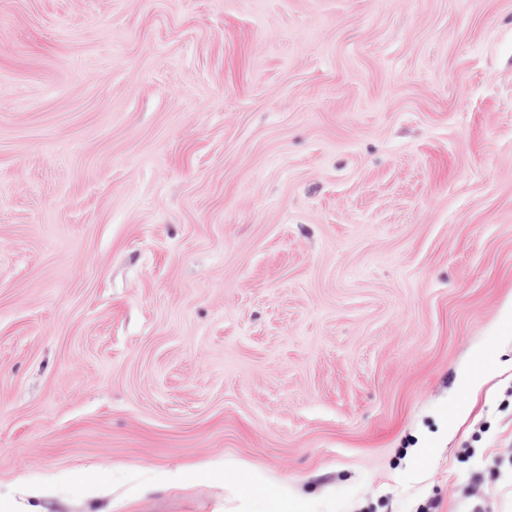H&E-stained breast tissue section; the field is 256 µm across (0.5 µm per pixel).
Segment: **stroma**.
I'll return each instance as SVG.
<instances>
[{
	"mask_svg": "<svg viewBox=\"0 0 512 512\" xmlns=\"http://www.w3.org/2000/svg\"><path fill=\"white\" fill-rule=\"evenodd\" d=\"M510 305L512 0H0V512H512Z\"/></svg>",
	"mask_w": 512,
	"mask_h": 512,
	"instance_id": "stroma-1",
	"label": "stroma"
}]
</instances>
